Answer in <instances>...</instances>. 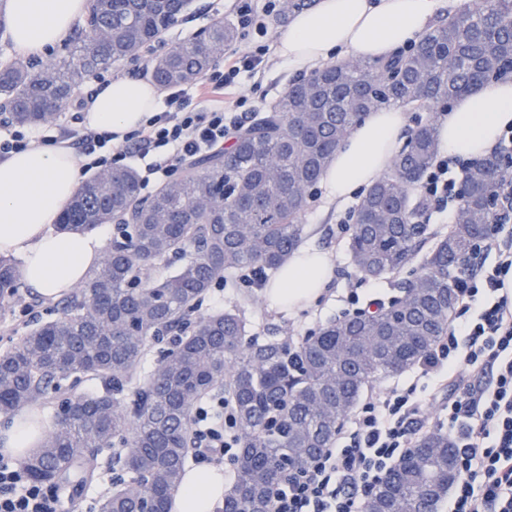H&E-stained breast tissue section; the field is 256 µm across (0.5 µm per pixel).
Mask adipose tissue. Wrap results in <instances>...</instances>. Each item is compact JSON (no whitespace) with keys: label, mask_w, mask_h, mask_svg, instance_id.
Listing matches in <instances>:
<instances>
[{"label":"adipose tissue","mask_w":512,"mask_h":512,"mask_svg":"<svg viewBox=\"0 0 512 512\" xmlns=\"http://www.w3.org/2000/svg\"><path fill=\"white\" fill-rule=\"evenodd\" d=\"M11 36L24 50L61 44L89 9V0H5ZM448 6L447 0H316L281 29L276 52L296 71L344 56L386 59L415 40ZM160 103L155 86L117 78L98 92L85 115L88 127L125 137ZM407 125L405 112L368 114L339 144L323 176L331 200L346 201L388 168ZM512 126V82L486 83L454 100L439 123V151L468 159L487 154ZM82 185L80 163L64 146L32 142L0 161V257L21 259L23 282L55 301L80 285L104 255L103 231L56 230L61 212ZM329 277L326 254L303 248L282 267L265 294L272 306L295 307L317 299ZM50 430L29 408L0 433V449L26 457ZM224 472L193 467L176 490L173 512H216L224 505Z\"/></svg>","instance_id":"ef3b65f1"}]
</instances>
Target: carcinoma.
Instances as JSON below:
<instances>
[{
	"mask_svg": "<svg viewBox=\"0 0 512 512\" xmlns=\"http://www.w3.org/2000/svg\"><path fill=\"white\" fill-rule=\"evenodd\" d=\"M191 0H91L85 28L67 52L34 71L0 66V112L11 123L56 118L86 83L112 64L135 59L175 25ZM235 39L224 23L207 41L182 43L151 63L160 87L199 80ZM512 74V0H482L474 11L434 25L408 53L385 61L361 57L317 68L293 82L267 110L231 136L229 146L184 167L154 194L141 195L127 167L86 179L61 215V229L91 232L114 223L118 236L98 266L62 304V315L32 328L0 353V415L9 417L61 389L70 376H95L102 391L66 398L55 425L24 467L38 483L77 497L99 454L133 439L120 459L125 477L99 512H142L152 498L169 512L188 467L192 413L220 386L237 408L242 447L224 512H272V487L288 463L300 465L336 440L365 388L414 367L440 341L455 307L460 276L484 227L495 220L499 169L489 156L469 169L454 226L413 270L405 294L374 310L323 324L297 344L260 338L237 309L193 320L190 312L218 282L243 268L275 273L298 249L306 209L340 141L384 107L424 108L390 172L356 206L348 246L365 278L408 268L425 241L410 205L438 152L431 107ZM175 257L178 267L143 288L148 266ZM16 266L0 259V301L19 288ZM173 348L138 377L150 342ZM135 399L125 403L128 388ZM448 434L425 433L367 499L363 512H423L459 478Z\"/></svg>",
	"mask_w": 512,
	"mask_h": 512,
	"instance_id": "cac0c4a2",
	"label": "carcinoma"
}]
</instances>
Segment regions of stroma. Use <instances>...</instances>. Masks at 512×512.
<instances>
[{
	"instance_id": "obj_1",
	"label": "stroma",
	"mask_w": 512,
	"mask_h": 512,
	"mask_svg": "<svg viewBox=\"0 0 512 512\" xmlns=\"http://www.w3.org/2000/svg\"><path fill=\"white\" fill-rule=\"evenodd\" d=\"M240 0H193L188 13L171 27L158 42L144 49L140 56L125 60L102 71L81 91V96L61 111L58 122L69 121L76 113H83L84 97L98 93L113 79L135 77L149 79L153 58L166 54L177 44L209 28L215 21L233 22ZM288 21L287 16L275 14L268 26L265 37H257L245 31H237L234 48L242 54L251 52L258 44L270 48L259 72L241 74L224 96L227 106L243 102L245 112L257 114L269 108L287 89L291 80L298 76L275 52L277 33ZM355 201L336 205L326 192L325 186H317L303 217L305 226L304 246L325 252L331 262L329 279L321 297L308 306L295 310L270 308L262 290L234 285L224 289L212 288L204 297L194 315L204 317L225 309H239L261 336H277L288 339L304 336L317 330L327 321L341 317L350 296H358L360 304L369 301L389 302L401 297V284L408 277L407 272L392 274L381 279H366L355 272L349 264L348 243L353 232L352 214ZM33 306L34 314L44 318H55L61 313L60 302H40L31 288L20 286L17 293L0 305V352L5 351L26 336L31 318L24 316V306ZM115 450L104 451L99 457L98 475L83 492L78 505L69 512H98V501L109 491L121 470L115 459Z\"/></svg>"
}]
</instances>
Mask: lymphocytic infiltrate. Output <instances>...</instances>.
<instances>
[{
	"label": "lymphocytic infiltrate",
	"mask_w": 512,
	"mask_h": 512,
	"mask_svg": "<svg viewBox=\"0 0 512 512\" xmlns=\"http://www.w3.org/2000/svg\"><path fill=\"white\" fill-rule=\"evenodd\" d=\"M267 51L264 45L244 55L226 49L207 84L224 90L240 73L261 68ZM187 95L184 87H170L165 110L129 134L147 159L142 181H165L183 160L223 149L240 124L239 113L221 103L202 112L190 109ZM73 140L83 146V171L127 158L125 150L109 149L111 134L86 126H58L56 135L41 142L54 146ZM468 166L458 157L434 159L421 189L424 202L456 212L462 182L449 171L464 172ZM483 252L487 267L459 288L455 316L420 363L415 383L392 384L368 395L336 441L316 459L295 466L273 491V512H362L374 483L431 429L447 430L461 468L448 512H512V232L488 237ZM420 379L431 384L434 395H447L445 416L427 413L417 394ZM235 421L236 409L223 396L200 404L193 419L194 460L223 465L228 483L235 478L241 446ZM0 512L65 510L56 490L32 481L0 453Z\"/></svg>",
	"instance_id": "1"
}]
</instances>
